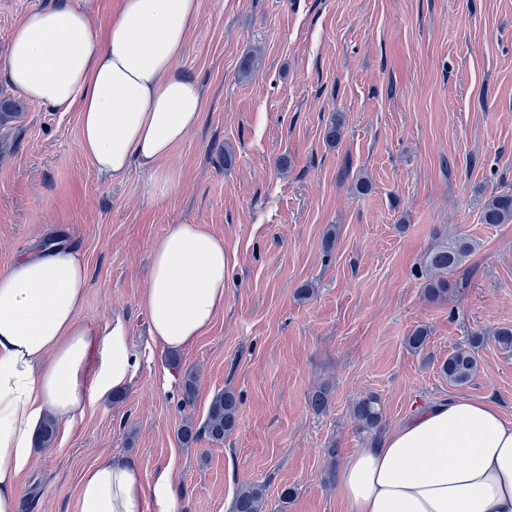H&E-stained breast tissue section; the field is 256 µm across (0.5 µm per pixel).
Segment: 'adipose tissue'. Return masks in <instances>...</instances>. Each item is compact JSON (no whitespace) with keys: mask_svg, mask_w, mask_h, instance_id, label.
Instances as JSON below:
<instances>
[{"mask_svg":"<svg viewBox=\"0 0 512 512\" xmlns=\"http://www.w3.org/2000/svg\"><path fill=\"white\" fill-rule=\"evenodd\" d=\"M199 18L200 0H120L96 25L59 0L15 25L6 78L31 101L78 113L98 175L119 180L136 166L166 197L180 188L166 162L204 110L200 86L177 67ZM150 260L149 331L161 350L187 349L223 311L233 257L204 225L173 224ZM88 283L82 254L65 244L0 271V512L18 510L44 418L74 422L137 372L121 319L103 329L79 319ZM338 490L349 512H512V420L470 397L417 410L348 460ZM177 498L172 474L150 485L136 463L104 457L82 474L74 512H176Z\"/></svg>","mask_w":512,"mask_h":512,"instance_id":"obj_1","label":"adipose tissue"}]
</instances>
